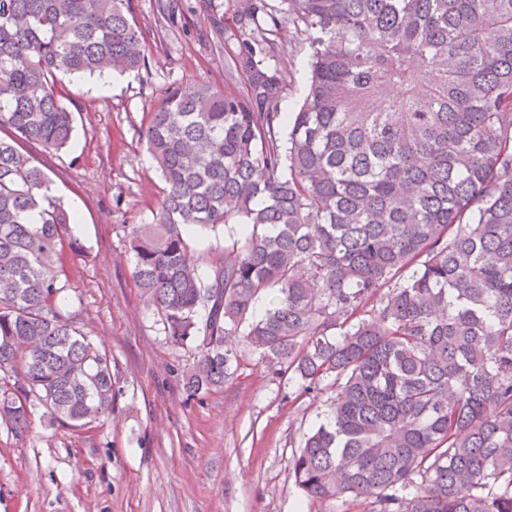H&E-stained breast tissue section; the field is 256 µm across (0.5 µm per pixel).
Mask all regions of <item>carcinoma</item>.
I'll return each mask as SVG.
<instances>
[{"mask_svg":"<svg viewBox=\"0 0 512 512\" xmlns=\"http://www.w3.org/2000/svg\"><path fill=\"white\" fill-rule=\"evenodd\" d=\"M216 26L244 88L174 87L142 131L162 182L133 278L195 345L191 397L238 338L296 397L333 393L288 461L313 505L512 512V0H281L311 48L280 111L281 9ZM133 0H0V422L112 409V361L63 308L73 218L27 146L75 137L62 77L146 65ZM227 232L199 273L201 231ZM268 300L256 315L259 302Z\"/></svg>","mask_w":512,"mask_h":512,"instance_id":"cac0c4a2","label":"carcinoma"}]
</instances>
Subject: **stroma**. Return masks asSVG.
<instances>
[{"label": "stroma", "instance_id": "35a3bbf8", "mask_svg": "<svg viewBox=\"0 0 512 512\" xmlns=\"http://www.w3.org/2000/svg\"><path fill=\"white\" fill-rule=\"evenodd\" d=\"M134 0L150 36L147 66L104 81L67 80L76 138L67 150L28 153L50 176L65 209L81 211L67 255L68 309L112 358L116 397L100 422L75 429L32 408L28 431L0 424V512H361L335 501L308 506L288 474L318 402L274 377L245 344L222 389L188 396L183 373L193 347L173 345L133 280L128 233L153 220L159 177L139 139L150 107L169 88H228L224 45L211 15L231 16L234 0ZM308 43L280 37L288 64L285 112L297 111L309 77Z\"/></svg>", "mask_w": 512, "mask_h": 512}]
</instances>
